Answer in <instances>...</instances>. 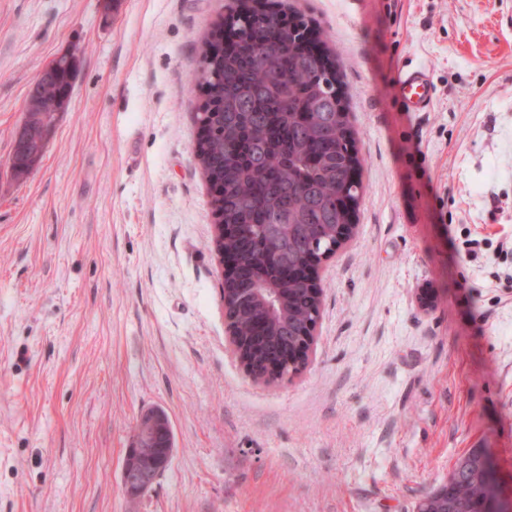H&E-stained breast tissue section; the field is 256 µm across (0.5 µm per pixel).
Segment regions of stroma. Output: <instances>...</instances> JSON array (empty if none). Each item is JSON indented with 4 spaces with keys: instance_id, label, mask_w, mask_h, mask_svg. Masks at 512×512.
I'll list each match as a JSON object with an SVG mask.
<instances>
[{
    "instance_id": "1",
    "label": "stroma",
    "mask_w": 512,
    "mask_h": 512,
    "mask_svg": "<svg viewBox=\"0 0 512 512\" xmlns=\"http://www.w3.org/2000/svg\"><path fill=\"white\" fill-rule=\"evenodd\" d=\"M316 20L359 132L353 238L306 367L230 344L195 145L198 46L232 0H0V512H416L472 448L512 499V0H270ZM79 52L39 163V73ZM425 67V112L395 95ZM170 467L122 488L140 416ZM224 319L227 323V329L230 336V343L233 347L234 352L237 354L240 362L243 364L246 371L255 379L259 380H270V379H277L282 378L284 376L283 370L284 365H286V362H288V366H296L298 369H302L305 364L307 363L309 359V355L312 351L315 336H316V330L318 323L317 322L314 327L312 328L310 334H307L303 337L302 340H300L296 346L288 351V354L286 355L284 361H274L270 363H265L262 366H260L258 369H253L251 365H249L248 358L244 355L243 349L241 348L240 341L237 340L234 337V334L232 332V329L229 326V317H228V306L227 303L224 301Z\"/></svg>"
}]
</instances>
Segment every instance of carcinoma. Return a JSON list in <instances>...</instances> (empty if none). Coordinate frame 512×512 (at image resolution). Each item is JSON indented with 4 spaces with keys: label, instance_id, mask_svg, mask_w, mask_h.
Wrapping results in <instances>:
<instances>
[{
    "label": "carcinoma",
    "instance_id": "1",
    "mask_svg": "<svg viewBox=\"0 0 512 512\" xmlns=\"http://www.w3.org/2000/svg\"><path fill=\"white\" fill-rule=\"evenodd\" d=\"M236 35L223 47L220 30L201 49L196 86L202 99L194 120L203 135L197 144L203 176L211 191L213 213L234 226L222 248L240 254L231 292L251 294L264 277L279 288L283 310L270 312L262 302L236 313L238 335H252L254 319L268 325L254 345L258 358L275 357L314 321L317 307L307 288L280 277L275 253L263 251L266 225L292 224L293 240L316 241L319 251L334 240L336 225L348 223L345 199L360 198L362 185L345 182L356 157L357 131L350 114L336 110L341 72L318 66L315 54L298 45L277 44L272 36L283 23L275 12L258 14L236 0L224 18ZM66 78L41 86V112L33 113L29 138L53 126L57 100ZM483 473L448 472L416 509L425 512H476L482 507Z\"/></svg>",
    "mask_w": 512,
    "mask_h": 512
}]
</instances>
